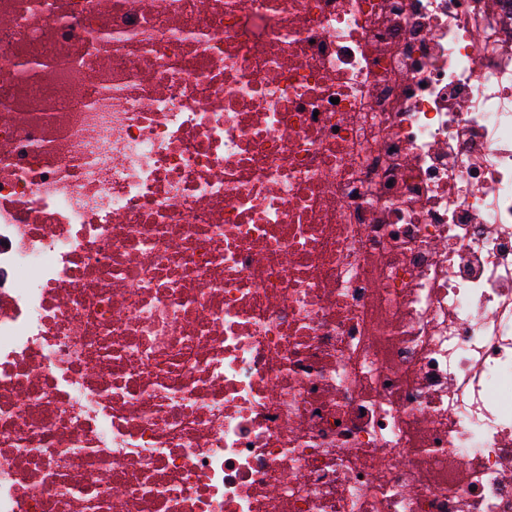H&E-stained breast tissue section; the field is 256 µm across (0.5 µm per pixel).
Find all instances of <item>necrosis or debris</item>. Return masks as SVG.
I'll list each match as a JSON object with an SVG mask.
<instances>
[{
    "label": "necrosis or debris",
    "instance_id": "necrosis-or-debris-1",
    "mask_svg": "<svg viewBox=\"0 0 512 512\" xmlns=\"http://www.w3.org/2000/svg\"><path fill=\"white\" fill-rule=\"evenodd\" d=\"M0 512H512V0H0Z\"/></svg>",
    "mask_w": 512,
    "mask_h": 512
}]
</instances>
